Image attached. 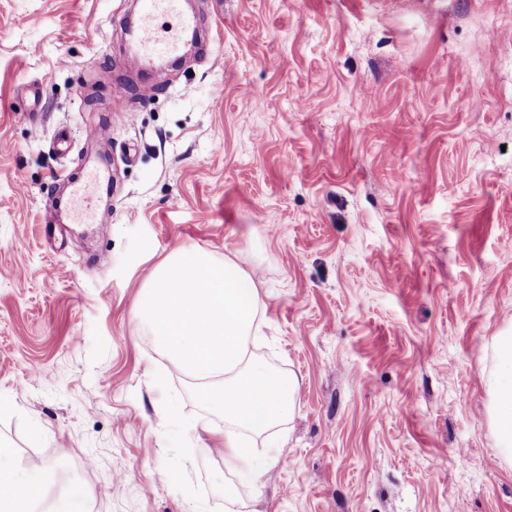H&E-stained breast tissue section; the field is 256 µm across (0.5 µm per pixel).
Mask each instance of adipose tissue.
Returning <instances> with one entry per match:
<instances>
[{
  "label": "adipose tissue",
  "instance_id": "1",
  "mask_svg": "<svg viewBox=\"0 0 512 512\" xmlns=\"http://www.w3.org/2000/svg\"><path fill=\"white\" fill-rule=\"evenodd\" d=\"M262 282L255 269L232 257L174 250L144 284L139 315L158 345L194 380L205 404L223 414L219 451L229 471L247 477L275 466L278 455L256 458L246 436H261L296 411L295 377L283 376L254 358L250 345L261 334ZM482 379L499 458L512 464V328L497 336L493 366ZM0 447V512H78L69 497L44 506L45 467L28 464L24 474Z\"/></svg>",
  "mask_w": 512,
  "mask_h": 512
}]
</instances>
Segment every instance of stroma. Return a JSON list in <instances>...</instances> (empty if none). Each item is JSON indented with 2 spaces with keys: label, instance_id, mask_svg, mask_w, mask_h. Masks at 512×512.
Here are the masks:
<instances>
[{
  "label": "stroma",
  "instance_id": "obj_1",
  "mask_svg": "<svg viewBox=\"0 0 512 512\" xmlns=\"http://www.w3.org/2000/svg\"><path fill=\"white\" fill-rule=\"evenodd\" d=\"M135 2L0 0L14 467L80 512H224V417L137 317L154 267L202 248L259 268L253 352L298 380L240 512H512L481 380L512 326V0H196L207 49L146 80ZM93 150L111 192L53 222Z\"/></svg>",
  "mask_w": 512,
  "mask_h": 512
}]
</instances>
